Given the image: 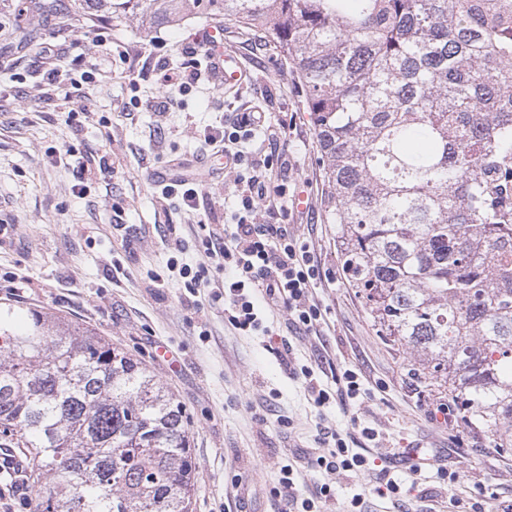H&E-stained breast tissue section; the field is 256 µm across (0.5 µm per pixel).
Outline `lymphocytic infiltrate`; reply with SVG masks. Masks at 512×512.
I'll use <instances>...</instances> for the list:
<instances>
[{
	"instance_id": "f902f5d3",
	"label": "lymphocytic infiltrate",
	"mask_w": 512,
	"mask_h": 512,
	"mask_svg": "<svg viewBox=\"0 0 512 512\" xmlns=\"http://www.w3.org/2000/svg\"><path fill=\"white\" fill-rule=\"evenodd\" d=\"M269 129L265 113H237L231 131L218 128L205 134L212 148L247 163L253 174L234 181L231 196L237 206L236 221L224 232H209L205 247L216 270L227 271L224 281V312L229 322L242 331L256 332L262 326L255 291H262L267 305L287 309L292 325L310 334L319 333L323 314L311 295L323 277V269L309 242L296 238L276 221L290 203L281 185L266 173L281 159L280 141L268 149L251 148L256 132ZM264 207L268 223L255 220L257 207ZM310 466L328 472L360 471L368 461L348 448L340 435H332L326 447L303 452Z\"/></svg>"
}]
</instances>
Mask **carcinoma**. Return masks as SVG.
<instances>
[{"label":"carcinoma","instance_id":"1","mask_svg":"<svg viewBox=\"0 0 512 512\" xmlns=\"http://www.w3.org/2000/svg\"><path fill=\"white\" fill-rule=\"evenodd\" d=\"M152 29H260L300 75L326 223L377 332L512 451V3L74 0ZM0 305V448L35 512H193L189 420L101 334Z\"/></svg>","mask_w":512,"mask_h":512}]
</instances>
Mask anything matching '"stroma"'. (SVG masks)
Segmentation results:
<instances>
[{"mask_svg": "<svg viewBox=\"0 0 512 512\" xmlns=\"http://www.w3.org/2000/svg\"><path fill=\"white\" fill-rule=\"evenodd\" d=\"M212 29L249 71L247 84L228 91L212 81H164L155 58L189 65L169 49L193 45ZM54 41L65 44V55L43 58L42 45ZM1 69L12 77L0 81V302L19 303L21 322L32 309L95 329L170 388L190 421L194 512H282L284 501L272 490L287 465L299 498L330 485L322 512H345L359 493L362 512H512V453L500 454L454 412H440L445 396L413 375L410 358L384 345L347 287L336 227L325 220L322 163L303 87L262 32L201 18L147 34L135 18L67 6L47 16L30 0H0ZM156 95L169 98L168 112L150 109ZM256 111L288 134L286 194L311 187L309 208L282 221L310 236L333 279L313 292L326 312L319 336L296 329L282 307L267 312L264 331L235 329L211 289L188 299L183 279L167 267L174 256L222 280L202 244V226L234 223L236 206L226 195L251 171L242 166L197 184L191 212L161 198L151 172L176 159L222 167L223 157L206 149L205 133ZM104 156L111 168L86 177ZM160 345L172 360L155 357ZM304 365L327 384L354 370L368 393L349 405L316 406L299 372ZM365 427L379 439H366ZM324 432L389 466L400 493L364 494L377 483L373 471L328 476L298 460ZM415 445L434 454L435 468L414 474L393 466L398 449ZM451 471L457 482H448Z\"/></svg>", "mask_w": 512, "mask_h": 512, "instance_id": "1", "label": "stroma"}]
</instances>
